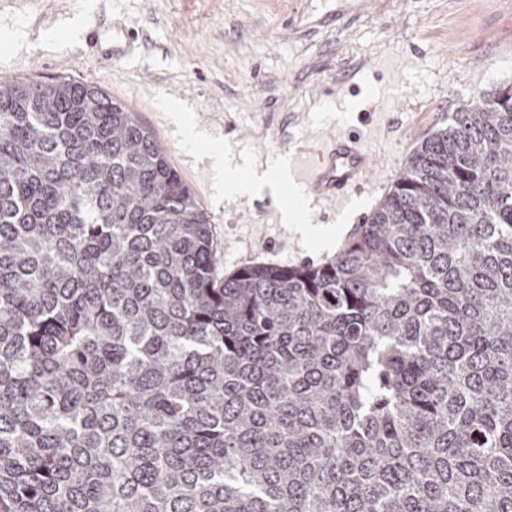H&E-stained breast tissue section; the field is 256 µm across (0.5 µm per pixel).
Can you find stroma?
I'll return each mask as SVG.
<instances>
[{
	"instance_id": "stroma-1",
	"label": "stroma",
	"mask_w": 512,
	"mask_h": 512,
	"mask_svg": "<svg viewBox=\"0 0 512 512\" xmlns=\"http://www.w3.org/2000/svg\"><path fill=\"white\" fill-rule=\"evenodd\" d=\"M122 19L142 48L120 62L83 54L78 30ZM0 76H68L126 104L209 215L220 275L255 263L334 259L414 150L479 92L512 82V0H0ZM187 113L190 141L170 118ZM358 131L374 164L349 204L308 203L328 245L280 220L288 195L225 196L210 155L275 172L284 141Z\"/></svg>"
}]
</instances>
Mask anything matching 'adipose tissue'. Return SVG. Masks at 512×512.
<instances>
[{"label": "adipose tissue", "instance_id": "1", "mask_svg": "<svg viewBox=\"0 0 512 512\" xmlns=\"http://www.w3.org/2000/svg\"><path fill=\"white\" fill-rule=\"evenodd\" d=\"M212 159L215 171L223 175L221 184L225 195L251 197L264 192L273 195L283 191L288 192L293 204L282 208L281 221L292 225L301 236H310L311 229L307 224L308 218L302 206L304 193L300 187L287 185L284 175L277 174L273 176L265 171L253 170L249 172L248 176H236L235 171L239 162L234 156L227 153H214Z\"/></svg>", "mask_w": 512, "mask_h": 512}]
</instances>
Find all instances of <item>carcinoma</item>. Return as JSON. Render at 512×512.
Here are the masks:
<instances>
[{
    "mask_svg": "<svg viewBox=\"0 0 512 512\" xmlns=\"http://www.w3.org/2000/svg\"><path fill=\"white\" fill-rule=\"evenodd\" d=\"M0 512H512V82L334 262L220 279L134 112L1 76Z\"/></svg>",
    "mask_w": 512,
    "mask_h": 512,
    "instance_id": "cac0c4a2",
    "label": "carcinoma"
}]
</instances>
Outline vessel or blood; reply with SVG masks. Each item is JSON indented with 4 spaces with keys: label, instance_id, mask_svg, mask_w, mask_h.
<instances>
[{
    "label": "vessel or blood",
    "instance_id": "1",
    "mask_svg": "<svg viewBox=\"0 0 512 512\" xmlns=\"http://www.w3.org/2000/svg\"><path fill=\"white\" fill-rule=\"evenodd\" d=\"M134 39V33L120 24L85 36L98 57L114 62L130 54ZM289 165L293 180L310 194L341 201L365 180L370 157L357 137L315 138L291 151Z\"/></svg>",
    "mask_w": 512,
    "mask_h": 512
}]
</instances>
